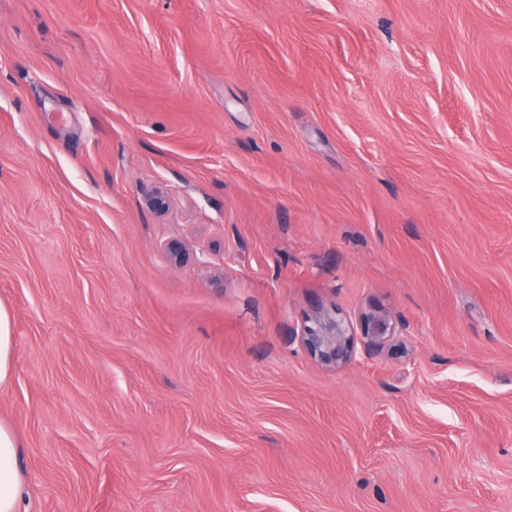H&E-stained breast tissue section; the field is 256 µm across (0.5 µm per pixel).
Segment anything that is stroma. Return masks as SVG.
I'll return each instance as SVG.
<instances>
[{"label":"stroma","instance_id":"1","mask_svg":"<svg viewBox=\"0 0 512 512\" xmlns=\"http://www.w3.org/2000/svg\"><path fill=\"white\" fill-rule=\"evenodd\" d=\"M0 304L28 512H512V0H0ZM13 336L8 310L0 304V388L6 386L12 376ZM297 335L304 349L328 368L339 369L357 355L356 333L336 312L317 308ZM360 327L364 351L368 355L380 352L394 336L398 335L392 318L381 311L363 313Z\"/></svg>","mask_w":512,"mask_h":512}]
</instances>
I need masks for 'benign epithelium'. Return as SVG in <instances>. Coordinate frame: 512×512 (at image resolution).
<instances>
[{"mask_svg": "<svg viewBox=\"0 0 512 512\" xmlns=\"http://www.w3.org/2000/svg\"><path fill=\"white\" fill-rule=\"evenodd\" d=\"M364 351L371 355L381 351L398 335L391 317L381 311L365 312L360 321ZM304 349L328 368L339 369L357 355L356 333L336 312L318 308L299 334Z\"/></svg>", "mask_w": 512, "mask_h": 512, "instance_id": "benign-epithelium-1", "label": "benign epithelium"}]
</instances>
